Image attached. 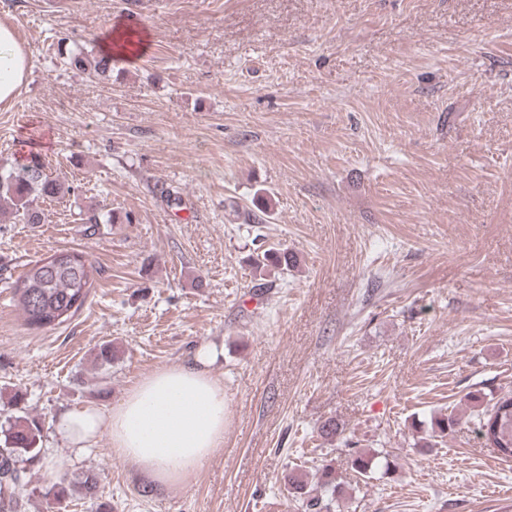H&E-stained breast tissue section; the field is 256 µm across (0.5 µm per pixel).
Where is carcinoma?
I'll use <instances>...</instances> for the list:
<instances>
[{"mask_svg":"<svg viewBox=\"0 0 512 512\" xmlns=\"http://www.w3.org/2000/svg\"><path fill=\"white\" fill-rule=\"evenodd\" d=\"M64 42H57L58 53L64 63L77 70L88 72L95 78L105 79L112 74L115 59L100 54L92 59L81 50H65ZM63 191L61 183L46 173L41 153L29 151L24 162L10 169H0V221L6 216L27 224L44 222V212L37 207L40 199H53ZM123 217L107 214L92 216L85 233L94 236L99 224H117ZM253 278L266 279L273 272L285 273L295 264L294 256L286 249L270 246L254 250L248 257ZM94 284V268L84 251L58 249L48 258L31 265L13 286L14 300L22 311L26 324L32 328H55L70 321L87 303ZM468 401L475 412L477 430L488 427V433L500 448H512V393L499 396L488 407H483L484 394L474 391ZM456 425L454 415H435L431 418L429 437L424 446L448 436V430ZM4 440L0 443V512H21L16 490L27 473L42 460V423L32 415L18 416L0 431ZM375 467V456L356 451L350 457V469L360 476H367ZM99 475L88 471L82 476L69 479L60 476L46 488L45 496L61 506L75 496L95 501L98 499ZM288 497L301 503L305 512H332L336 493L341 484L336 481V469L330 462L315 468L313 479L298 472L283 476Z\"/></svg>","mask_w":512,"mask_h":512,"instance_id":"obj_1","label":"carcinoma"}]
</instances>
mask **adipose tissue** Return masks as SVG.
Listing matches in <instances>:
<instances>
[{
    "label": "adipose tissue",
    "instance_id": "adipose-tissue-1",
    "mask_svg": "<svg viewBox=\"0 0 512 512\" xmlns=\"http://www.w3.org/2000/svg\"><path fill=\"white\" fill-rule=\"evenodd\" d=\"M29 58L15 29L0 22V103L23 83ZM208 345L173 367L138 380L110 412L94 406L63 411L56 434L71 452L108 431L112 452L162 486L189 482L224 443V386L210 371Z\"/></svg>",
    "mask_w": 512,
    "mask_h": 512
}]
</instances>
